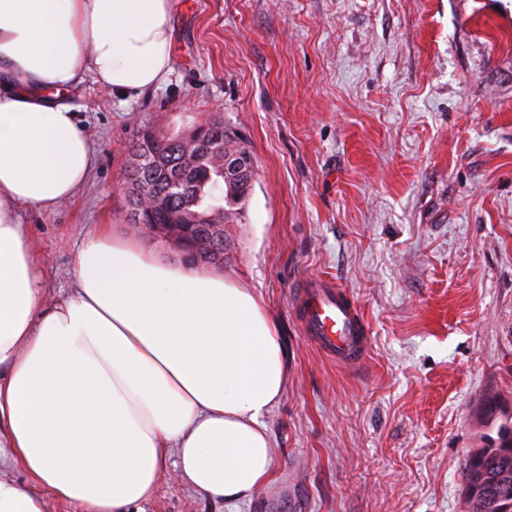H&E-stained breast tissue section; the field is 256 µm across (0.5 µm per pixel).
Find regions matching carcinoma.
I'll list each match as a JSON object with an SVG mask.
<instances>
[{
	"mask_svg": "<svg viewBox=\"0 0 512 512\" xmlns=\"http://www.w3.org/2000/svg\"><path fill=\"white\" fill-rule=\"evenodd\" d=\"M206 146L186 144L182 134L158 135L143 124L137 126L132 154L141 161L130 166L123 187L128 220L140 224H191L196 232L209 224H236L240 221L251 186L240 185L224 175V155L241 150L234 128L220 119L199 124ZM157 141L147 153L146 134ZM500 400L487 394L479 408L484 420L502 414ZM482 470L483 490L465 497L466 512H498L503 500H512V475L504 473L498 453L485 450L475 461L465 458L461 476L469 467Z\"/></svg>",
	"mask_w": 512,
	"mask_h": 512,
	"instance_id": "carcinoma-1",
	"label": "carcinoma"
}]
</instances>
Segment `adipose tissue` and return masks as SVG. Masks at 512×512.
Returning <instances> with one entry per match:
<instances>
[{
	"label": "adipose tissue",
	"mask_w": 512,
	"mask_h": 512,
	"mask_svg": "<svg viewBox=\"0 0 512 512\" xmlns=\"http://www.w3.org/2000/svg\"><path fill=\"white\" fill-rule=\"evenodd\" d=\"M172 42L170 0H0V467L29 477L0 479V512H126L154 496L168 448L214 498L269 476L263 417L285 373L255 294L103 226L80 242L75 294L49 307L17 216L55 210L91 175L67 91L156 89Z\"/></svg>",
	"instance_id": "obj_1"
}]
</instances>
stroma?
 <instances>
[{
    "label": "stroma",
    "instance_id": "1",
    "mask_svg": "<svg viewBox=\"0 0 512 512\" xmlns=\"http://www.w3.org/2000/svg\"><path fill=\"white\" fill-rule=\"evenodd\" d=\"M171 21L159 89L72 95L97 155L86 184L17 211L52 303L74 291L82 237L124 221L136 119L172 133L220 117L249 141L257 174L220 270L283 349L271 473L224 501L170 466L140 512H466L475 410L495 393L512 411V0H171ZM307 276L360 307L362 366L303 334Z\"/></svg>",
    "mask_w": 512,
    "mask_h": 512
}]
</instances>
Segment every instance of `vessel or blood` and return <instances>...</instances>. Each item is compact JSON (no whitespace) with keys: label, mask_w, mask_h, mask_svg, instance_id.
Masks as SVG:
<instances>
[{"label":"vessel or blood","mask_w":512,"mask_h":512,"mask_svg":"<svg viewBox=\"0 0 512 512\" xmlns=\"http://www.w3.org/2000/svg\"><path fill=\"white\" fill-rule=\"evenodd\" d=\"M294 307L306 336L329 358L362 365L369 354L370 329L354 300L337 283L304 281L294 293Z\"/></svg>","instance_id":"obj_1"}]
</instances>
